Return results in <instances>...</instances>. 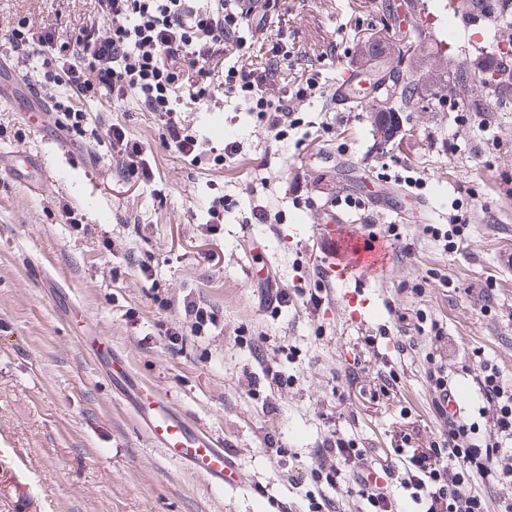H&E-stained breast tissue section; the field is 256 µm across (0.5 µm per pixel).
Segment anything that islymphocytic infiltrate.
I'll use <instances>...</instances> for the list:
<instances>
[{"label":"lymphocytic infiltrate","instance_id":"1","mask_svg":"<svg viewBox=\"0 0 512 512\" xmlns=\"http://www.w3.org/2000/svg\"><path fill=\"white\" fill-rule=\"evenodd\" d=\"M100 6L102 26L65 37L17 28L0 47L13 61L39 60L36 83L54 82L62 72L81 96L136 97L142 110L159 118L167 143L194 163L205 147L185 124L183 109L222 86L251 103L253 111L266 113L275 138L287 134V100L274 106L266 98L276 69L244 58L241 31L250 19L235 0H100ZM106 134L117 166L130 175L146 172V151L139 143L116 125ZM425 377L442 422L428 447H394L375 457L354 439L332 432L320 444L311 481L330 489L352 481L374 512H398L396 499L371 480L380 470L399 475L400 486L424 512H492L495 491L512 492V388L497 364L480 360L475 379L484 425L479 428L465 416L449 414L442 355L429 354ZM477 480L483 491L463 492V485Z\"/></svg>","mask_w":512,"mask_h":512}]
</instances>
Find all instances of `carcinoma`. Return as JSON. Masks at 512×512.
<instances>
[{
  "instance_id": "cac0c4a2",
  "label": "carcinoma",
  "mask_w": 512,
  "mask_h": 512,
  "mask_svg": "<svg viewBox=\"0 0 512 512\" xmlns=\"http://www.w3.org/2000/svg\"><path fill=\"white\" fill-rule=\"evenodd\" d=\"M450 8L468 23H494L512 17V0H459ZM406 35L408 40L394 45L388 54L376 49V42L381 40L378 35L369 33L358 38L360 46L356 53L364 60L367 70L373 75H387L392 83L399 84L397 96L391 103L381 94L379 80L371 82L370 108L379 144L396 146L390 138L394 130L401 128V113L417 105L423 112H443L447 107L458 106L470 112L508 111L512 102L507 95L491 97L484 94V90L498 84L494 76L505 79L504 61L512 58L508 55L511 41L506 51L487 56L476 65L462 59L450 67L438 52L422 54L426 31L420 20H414Z\"/></svg>"
}]
</instances>
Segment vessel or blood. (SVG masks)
Returning <instances> with one entry per match:
<instances>
[{"label":"vessel or blood","mask_w":512,"mask_h":512,"mask_svg":"<svg viewBox=\"0 0 512 512\" xmlns=\"http://www.w3.org/2000/svg\"><path fill=\"white\" fill-rule=\"evenodd\" d=\"M361 82L357 71L344 69L333 89L337 106L346 108L354 103ZM34 171L40 174L39 191H46L51 184V172L46 163L26 152L14 151L7 155L0 151V175L26 178ZM336 218L335 210H328L330 228L318 239V246L326 256L320 270L321 279L329 287L339 288L340 301L349 320L364 324L372 315L375 302L369 291L351 287L350 282L356 269L379 268L386 264L387 257L384 252L363 249L353 238L337 237L331 228ZM100 358L114 391L132 411L153 446L213 486L236 483L238 466L226 452L222 439L189 418L166 394L137 379L111 347H104Z\"/></svg>","instance_id":"b4317fda"}]
</instances>
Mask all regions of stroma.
<instances>
[{"label":"stroma","mask_w":512,"mask_h":512,"mask_svg":"<svg viewBox=\"0 0 512 512\" xmlns=\"http://www.w3.org/2000/svg\"><path fill=\"white\" fill-rule=\"evenodd\" d=\"M399 2L276 0L267 36L288 55L267 96L278 99L304 69L319 88L290 100L296 124L284 140L230 89L187 105L186 124L214 150L197 165L135 99L84 100L61 81L44 90L54 108L39 115L17 64L0 63V149L41 155L52 170L43 195L0 177V464L24 461L36 512H308L314 486L302 474L329 432L379 452L403 437L428 446L439 430L424 374L434 344L424 332L412 349L391 344L419 311L447 333L453 382L471 383L465 370L483 357L512 384V111L405 112L400 145L383 149L368 106L333 103L337 78L355 65L357 31L392 24ZM423 2L428 51L475 63L494 36L512 35L503 21L463 25L448 0ZM98 9L97 0H0V40L22 24L64 36L99 23ZM60 102L82 110L81 130L67 129ZM113 124L146 149L149 181L113 166ZM233 143L236 155L214 161ZM217 196L224 221L212 224ZM332 197L348 223L397 232L391 263L369 284L377 311L364 326L346 323L339 290L320 281L319 206ZM257 205L282 222L252 221ZM66 207L83 227L68 224ZM453 224L461 242L447 251L431 230ZM262 260L287 303H268ZM58 287L77 314L59 312ZM188 302L214 307L219 322L170 342ZM91 330L223 439L236 485L211 487L152 446L81 349ZM268 367L292 384L269 389Z\"/></svg>","instance_id":"1"}]
</instances>
